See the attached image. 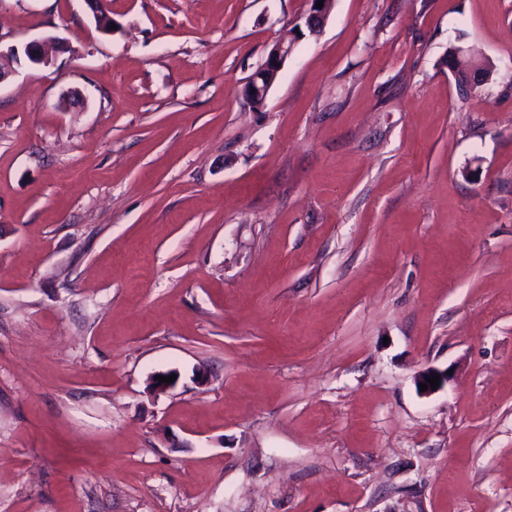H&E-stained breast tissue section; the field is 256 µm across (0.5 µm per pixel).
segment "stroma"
I'll return each instance as SVG.
<instances>
[{"instance_id":"35a3bbf8","label":"stroma","mask_w":512,"mask_h":512,"mask_svg":"<svg viewBox=\"0 0 512 512\" xmlns=\"http://www.w3.org/2000/svg\"><path fill=\"white\" fill-rule=\"evenodd\" d=\"M109 8L0 0V512H512V0ZM323 1V8H316V3ZM334 0H307L305 25L311 34L318 33L329 16ZM295 36L286 34L275 42L264 65L251 74L244 85L242 96L245 104L254 109L262 108L268 92L276 80L281 68L291 54ZM55 37H47L42 41H30L25 43L21 48L11 46L6 53L2 52L0 47V82L5 80L13 73V62H17L20 54L35 65L50 66L53 63L52 57L45 52L44 45L50 41H56Z\"/></svg>"}]
</instances>
